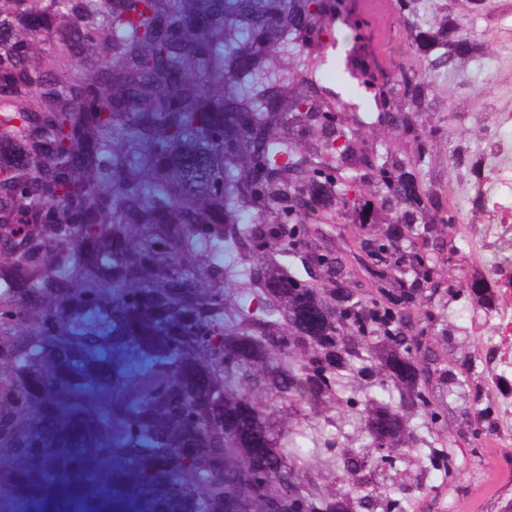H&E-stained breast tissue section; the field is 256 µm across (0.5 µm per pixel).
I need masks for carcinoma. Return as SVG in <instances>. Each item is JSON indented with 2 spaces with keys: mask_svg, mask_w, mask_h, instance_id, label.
Returning <instances> with one entry per match:
<instances>
[{
  "mask_svg": "<svg viewBox=\"0 0 512 512\" xmlns=\"http://www.w3.org/2000/svg\"><path fill=\"white\" fill-rule=\"evenodd\" d=\"M294 0H237L224 22V0H0V251L22 287L0 295V512H56L50 496L85 495L84 512H250L261 478L229 464L237 398L268 391L275 405L257 412L256 428L271 454L275 479L288 482L280 512H402L401 500L380 497L374 477L395 468V449L420 439L409 416H439V390L460 384L439 367L427 327H388L395 312L381 301L408 304L397 288L400 260L384 264L389 288L380 298H336V283L311 293H283L286 353L264 371L245 360L243 324L253 315L224 305V271L214 253L226 244L252 265L268 267L263 229L245 241L219 225L251 205L243 190L248 166L262 155L282 169L310 163V177L288 187L307 203L328 199L336 172L348 188L370 181L399 224L455 223L453 209L428 184L403 198L397 185L419 176L395 152L379 153L347 134L336 116L315 137L313 158L289 153L280 139L241 144L232 166L221 149L225 112L250 109L263 121L247 72L224 85L232 53L245 34L265 27L285 39L279 15ZM406 33L423 43L427 67H457L466 35L447 6L431 31L416 22V0H395ZM81 66L76 68L73 61ZM378 120L426 148L445 134L453 114L425 130L420 114L435 102L424 73L390 77ZM123 111H114V104ZM476 168L457 146L448 174ZM82 215L92 224H78ZM392 225L371 242L389 259L400 251ZM129 244L88 258L83 241ZM411 272L431 292L429 258L409 242ZM476 300L491 304L485 278H471ZM302 363L293 364L292 354ZM357 373L365 392L361 424L373 448L366 459L336 443L345 472L358 475L353 494L326 495L293 480L296 448L275 428L279 406H321L340 380ZM389 381L394 408L374 397ZM487 409L469 425L472 449L493 434ZM124 462L123 482L150 493L141 498L106 492L91 477ZM430 463L453 473L455 459L440 449Z\"/></svg>",
  "mask_w": 512,
  "mask_h": 512,
  "instance_id": "obj_1",
  "label": "carcinoma"
}]
</instances>
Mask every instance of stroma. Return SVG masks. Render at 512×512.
Returning a JSON list of instances; mask_svg holds the SVG:
<instances>
[{
	"instance_id": "stroma-1",
	"label": "stroma",
	"mask_w": 512,
	"mask_h": 512,
	"mask_svg": "<svg viewBox=\"0 0 512 512\" xmlns=\"http://www.w3.org/2000/svg\"><path fill=\"white\" fill-rule=\"evenodd\" d=\"M449 11L466 31L485 47L483 56L466 60L457 69H430L426 79L440 103L437 112L422 114L424 126L436 125L447 115L455 121L450 134L434 142L425 170L440 180L448 179V163L459 142L482 159L480 174L453 183L454 212L460 231L435 225L424 249L432 259L435 279L442 291L428 301L437 320L429 337L445 367L454 369L466 388L442 398L444 420L437 423L418 414L410 424L425 441L424 447L402 449L397 471L385 470L376 479L378 492L393 495L405 485L404 512H502L512 500V335L498 332V321L475 307L468 296L470 276L497 265L498 253L480 239L489 213L512 208V171H492L488 142L512 155V0H446ZM348 23H331L322 34L315 64L324 93L343 106L342 116L369 144L415 159V143L395 128L377 122L379 73L420 64L393 0H345ZM318 248L340 251L348 247L354 230L336 213L324 214L321 223L309 224ZM225 265L237 276L223 282L226 302L261 311V297L246 284L250 263L232 248L224 250ZM362 395L353 380H344L337 399L324 408L304 407L301 413L281 408L277 414L282 434L299 448L296 482L325 492L350 493L352 476L336 463V442L369 453L359 423L358 400ZM490 409L495 429L479 452H471L457 436L467 428L477 407ZM450 448L457 468L456 481L435 468L427 456L430 446Z\"/></svg>"
}]
</instances>
